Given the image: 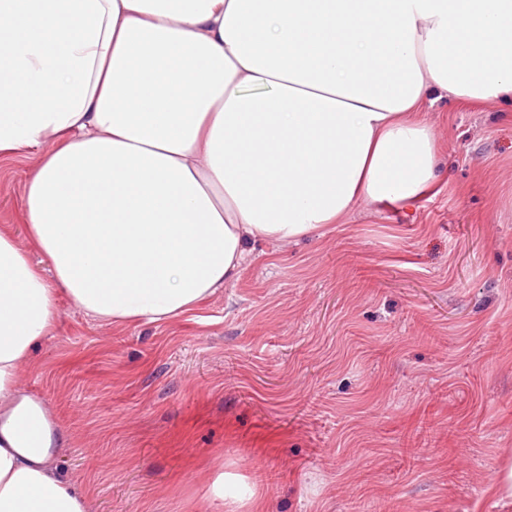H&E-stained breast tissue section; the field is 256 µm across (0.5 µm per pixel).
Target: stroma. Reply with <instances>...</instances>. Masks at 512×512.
Returning <instances> with one entry per match:
<instances>
[{"mask_svg": "<svg viewBox=\"0 0 512 512\" xmlns=\"http://www.w3.org/2000/svg\"><path fill=\"white\" fill-rule=\"evenodd\" d=\"M432 190L394 211L254 245L190 315L117 327L62 303L18 375L70 438L89 512H228L219 473L269 512H512V106L442 98ZM0 160V230L30 248Z\"/></svg>", "mask_w": 512, "mask_h": 512, "instance_id": "stroma-1", "label": "stroma"}]
</instances>
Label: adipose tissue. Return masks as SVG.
Segmentation results:
<instances>
[{
    "mask_svg": "<svg viewBox=\"0 0 512 512\" xmlns=\"http://www.w3.org/2000/svg\"><path fill=\"white\" fill-rule=\"evenodd\" d=\"M512 101V0H0V159L38 152L0 231V512H87L19 371L60 304L192 312L257 242L405 208L437 182L431 94ZM229 512H266L220 474Z\"/></svg>",
    "mask_w": 512,
    "mask_h": 512,
    "instance_id": "ef3b65f1",
    "label": "adipose tissue"
}]
</instances>
